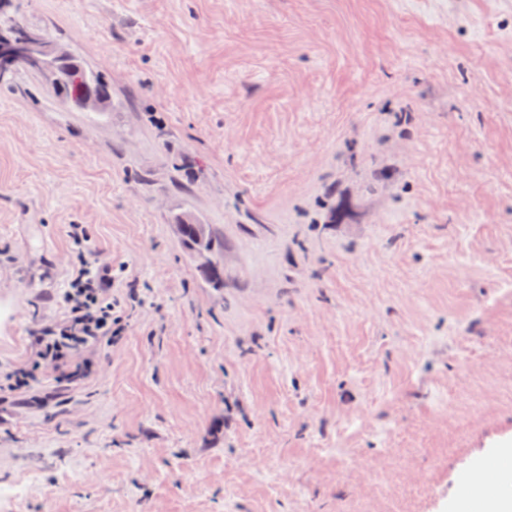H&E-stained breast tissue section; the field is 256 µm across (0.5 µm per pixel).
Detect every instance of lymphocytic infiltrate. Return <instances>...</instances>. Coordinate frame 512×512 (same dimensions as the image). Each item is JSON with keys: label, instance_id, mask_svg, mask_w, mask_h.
Segmentation results:
<instances>
[{"label": "lymphocytic infiltrate", "instance_id": "obj_1", "mask_svg": "<svg viewBox=\"0 0 512 512\" xmlns=\"http://www.w3.org/2000/svg\"><path fill=\"white\" fill-rule=\"evenodd\" d=\"M69 237L75 261L60 295L64 312L36 326L27 366L0 370V404L32 394L48 372L55 376L54 395L76 388L93 376L101 348L125 336L123 310L136 293L115 292L112 269L94 260L83 225H71Z\"/></svg>", "mask_w": 512, "mask_h": 512}]
</instances>
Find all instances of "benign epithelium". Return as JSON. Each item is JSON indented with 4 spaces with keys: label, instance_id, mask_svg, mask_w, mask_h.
<instances>
[{
    "label": "benign epithelium",
    "instance_id": "benign-epithelium-1",
    "mask_svg": "<svg viewBox=\"0 0 512 512\" xmlns=\"http://www.w3.org/2000/svg\"><path fill=\"white\" fill-rule=\"evenodd\" d=\"M53 76L62 90H69L71 103L81 112H102L104 98L91 89L78 57L63 46L39 34L27 40H13L0 35V76L20 65Z\"/></svg>",
    "mask_w": 512,
    "mask_h": 512
}]
</instances>
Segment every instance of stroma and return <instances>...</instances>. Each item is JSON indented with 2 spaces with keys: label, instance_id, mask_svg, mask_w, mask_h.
<instances>
[{
  "label": "stroma",
  "instance_id": "stroma-1",
  "mask_svg": "<svg viewBox=\"0 0 512 512\" xmlns=\"http://www.w3.org/2000/svg\"><path fill=\"white\" fill-rule=\"evenodd\" d=\"M14 3L112 109L0 87V366L71 225L141 300L89 383L0 411L8 512H453L512 450V0ZM207 225V224H206ZM205 244L208 252L212 256L213 265L211 267H206L212 264V259L207 258L205 261V269H203L205 277L208 281L214 285H222L224 282L223 277V267H222V257L224 254V243H222L210 230V227L207 225V232L205 237Z\"/></svg>",
  "mask_w": 512,
  "mask_h": 512
}]
</instances>
